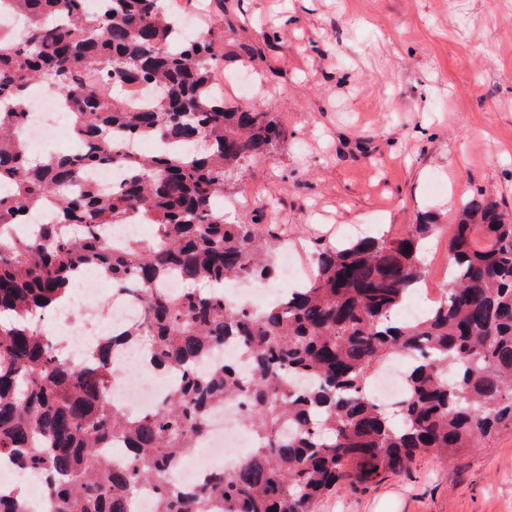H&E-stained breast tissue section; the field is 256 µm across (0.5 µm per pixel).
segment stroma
<instances>
[{"instance_id":"stroma-1","label":"stroma","mask_w":512,"mask_h":512,"mask_svg":"<svg viewBox=\"0 0 512 512\" xmlns=\"http://www.w3.org/2000/svg\"><path fill=\"white\" fill-rule=\"evenodd\" d=\"M224 42V100L276 113L284 143L224 187L228 224H279L311 271L316 243L393 236L424 213L440 255L463 201L512 212V0H183ZM316 512H512V432L445 463L321 500Z\"/></svg>"}]
</instances>
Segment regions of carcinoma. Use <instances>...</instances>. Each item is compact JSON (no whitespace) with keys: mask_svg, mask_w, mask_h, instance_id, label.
<instances>
[{"mask_svg":"<svg viewBox=\"0 0 512 512\" xmlns=\"http://www.w3.org/2000/svg\"><path fill=\"white\" fill-rule=\"evenodd\" d=\"M4 1L20 28L0 33V182L11 186L0 194V457L39 478L57 512H129L145 488L157 512H314L332 490L377 481L418 454L451 462L512 431L511 213L482 194L463 204L448 289L415 319L396 313L426 275L429 218L393 238L320 245L311 278L254 316L224 300V281L274 278L281 235L224 223L219 200L284 132L273 112L224 106L213 31L183 37L167 0ZM88 68L112 84V101L81 81ZM42 82L69 103L79 148L34 165L18 124ZM147 141L160 147L145 153ZM104 165L123 173L117 186L73 191L84 170ZM50 197L57 221L10 235ZM133 216L154 235L115 249L97 233ZM91 270L137 287L146 319L66 365L36 317ZM230 341L246 377L208 362ZM126 344L177 379L139 415L109 399ZM394 356L413 361L396 424L369 392ZM230 398L242 401L255 447L234 470L177 487L172 464ZM108 444L122 454L103 458ZM0 512L29 510L13 492Z\"/></svg>","mask_w":512,"mask_h":512,"instance_id":"carcinoma-1","label":"carcinoma"}]
</instances>
